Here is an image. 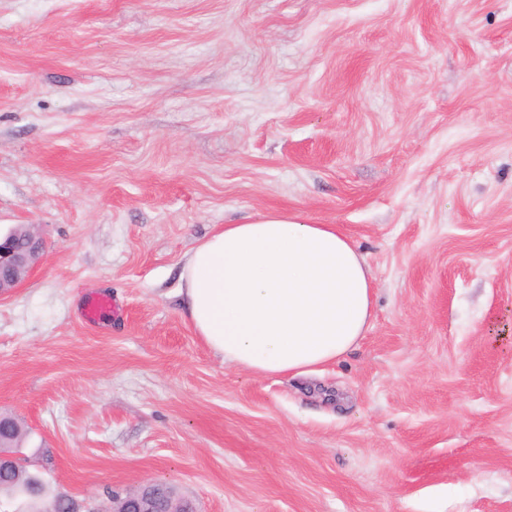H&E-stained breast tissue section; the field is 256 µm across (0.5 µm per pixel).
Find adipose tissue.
Wrapping results in <instances>:
<instances>
[{"mask_svg": "<svg viewBox=\"0 0 512 512\" xmlns=\"http://www.w3.org/2000/svg\"><path fill=\"white\" fill-rule=\"evenodd\" d=\"M186 317L225 364L298 377L343 359L364 336L372 273L335 224L268 211L227 224L185 256Z\"/></svg>", "mask_w": 512, "mask_h": 512, "instance_id": "adipose-tissue-1", "label": "adipose tissue"}]
</instances>
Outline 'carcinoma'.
Segmentation results:
<instances>
[{
    "label": "carcinoma",
    "mask_w": 512,
    "mask_h": 512,
    "mask_svg": "<svg viewBox=\"0 0 512 512\" xmlns=\"http://www.w3.org/2000/svg\"><path fill=\"white\" fill-rule=\"evenodd\" d=\"M27 435L21 423L0 424V451L18 453ZM0 508L3 512H71V502L64 494H49L43 473L19 457L15 466L0 469Z\"/></svg>",
    "instance_id": "obj_1"
}]
</instances>
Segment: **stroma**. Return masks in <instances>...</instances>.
I'll list each match as a JSON object with an SVG mask.
<instances>
[{
    "label": "stroma",
    "instance_id": "1",
    "mask_svg": "<svg viewBox=\"0 0 512 512\" xmlns=\"http://www.w3.org/2000/svg\"><path fill=\"white\" fill-rule=\"evenodd\" d=\"M365 256L340 362L256 376L178 273L268 210ZM0 413L52 490L195 512H512V0H0ZM115 306L81 317L85 297ZM8 231H3L0 226V237L4 238ZM8 235L10 239L4 247H1L3 238H0V297L15 290L42 262L45 254L43 238L33 225L22 235H18L16 229Z\"/></svg>",
    "mask_w": 512,
    "mask_h": 512
}]
</instances>
